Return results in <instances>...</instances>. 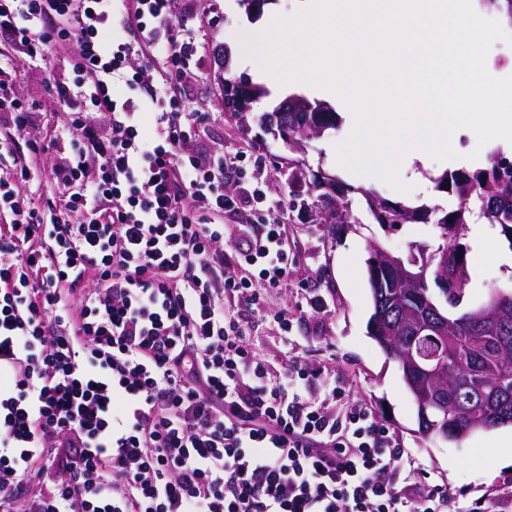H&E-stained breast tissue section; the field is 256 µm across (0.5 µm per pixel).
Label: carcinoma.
<instances>
[{
	"label": "carcinoma",
	"mask_w": 512,
	"mask_h": 512,
	"mask_svg": "<svg viewBox=\"0 0 512 512\" xmlns=\"http://www.w3.org/2000/svg\"><path fill=\"white\" fill-rule=\"evenodd\" d=\"M481 7L494 12L512 25V0H479ZM263 96L260 86L250 80L238 81V87L224 91V109L240 113L252 110ZM262 124L279 128L288 123V147L304 153L305 142L336 127L337 115L326 103L302 95L288 97V111H269ZM435 188L455 195L458 208L437 220L442 225V243L429 254L418 257L419 265H428V277L444 280L440 289L444 302L460 304L465 289L458 280L467 275L466 253L448 228L461 227L476 218L485 224H498L512 235V160L499 151L489 155V167L472 174L446 172L432 178ZM309 191L325 224H347L351 215L349 194L364 196L367 207L380 224L428 223L435 209L428 205L409 207L393 204L374 191L342 183L335 175L319 169L310 173ZM482 201L478 214L468 207L472 196ZM367 275L373 313L369 321L371 338L401 369L407 390L418 386L423 397H435L442 405L428 410V418H418L419 431L457 440L464 434L499 426L488 417L501 404L504 389L512 392V307L498 314L493 322L475 323L465 315L453 319L448 328V342L440 345L423 341L419 349L426 357L446 354L448 374L434 382L407 368L406 352L413 327L422 316L427 302L434 301L428 284L411 285L400 280L394 269L376 266L384 256L380 244L372 243Z\"/></svg>",
	"instance_id": "obj_1"
}]
</instances>
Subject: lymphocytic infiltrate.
<instances>
[{
	"label": "lymphocytic infiltrate",
	"mask_w": 512,
	"mask_h": 512,
	"mask_svg": "<svg viewBox=\"0 0 512 512\" xmlns=\"http://www.w3.org/2000/svg\"><path fill=\"white\" fill-rule=\"evenodd\" d=\"M183 11L0 0V36L29 58L78 47L51 88L76 132L58 193L18 189L43 141L0 166V512H443V489L395 480L404 449L325 366L254 351L287 218L264 191L228 193L242 153L193 148L207 115L184 110L200 59Z\"/></svg>",
	"instance_id": "f902f5d3"
}]
</instances>
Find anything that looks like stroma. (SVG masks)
Instances as JSON below:
<instances>
[{"label": "stroma", "instance_id": "1", "mask_svg": "<svg viewBox=\"0 0 512 512\" xmlns=\"http://www.w3.org/2000/svg\"><path fill=\"white\" fill-rule=\"evenodd\" d=\"M216 21L201 18L197 0H188L185 19L189 28L201 31V77L185 101L189 112H206L210 121L197 140V147L214 154L239 149L247 153V170L261 169L266 186L281 197L287 207L290 236L297 251V262L289 268L288 282L265 294L255 315L252 333L257 351L267 360L282 359L287 345H294L310 358L335 370L336 380L351 398L370 408L380 424L387 427L414 460L428 483L440 486L448 495L447 512H468L472 504L484 502L490 512H512V470L487 465L484 449L494 455L512 458V442H497V429H478L458 441H445L420 433L416 407L404 387L398 363L388 357L368 334L373 312L367 281L371 243H380L397 256H407L410 246L436 247L441 228L436 223L387 226L377 223L367 211L362 197H355L352 223L330 229L321 224L317 208L302 209L309 182L294 173V157L282 140L267 134L260 121L280 100L273 94L254 103L247 115L224 109V72L220 59L234 49L233 39L248 17L241 6L230 0H217ZM0 54L12 59L11 77L23 103L38 113L35 126L18 131L0 126V142H22L40 138L49 146L46 156L29 181L23 182V195L37 197L49 189V169L69 149L72 131L65 125V114L47 92L48 86L68 81L72 76L75 50L52 56L42 62L30 61L4 40ZM350 136L345 126L327 131L308 141L305 154L309 169L324 167L345 182L360 185V177L343 166L333 151L335 143ZM471 229L463 227L457 239L467 248L468 286L460 307L449 309L450 317L483 305L497 288L512 286V268L501 265L500 253L512 251V240L496 232L495 248L472 252ZM321 295L320 312L299 315L288 336H280L272 322L274 311L295 307L309 295Z\"/></svg>", "mask_w": 512, "mask_h": 512}]
</instances>
